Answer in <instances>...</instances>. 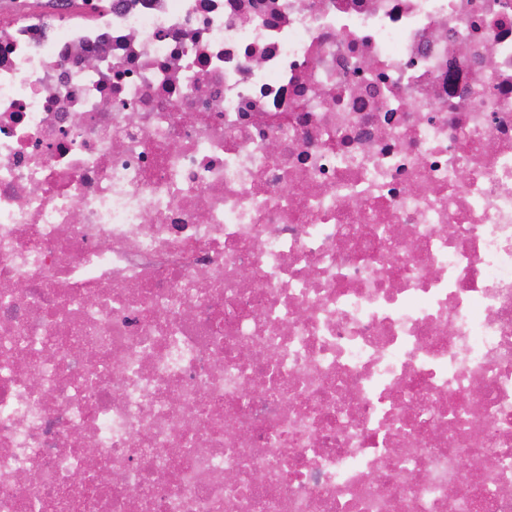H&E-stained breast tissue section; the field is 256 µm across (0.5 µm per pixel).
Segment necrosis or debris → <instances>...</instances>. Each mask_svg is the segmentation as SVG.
Wrapping results in <instances>:
<instances>
[{"instance_id":"obj_1","label":"necrosis or debris","mask_w":512,"mask_h":512,"mask_svg":"<svg viewBox=\"0 0 512 512\" xmlns=\"http://www.w3.org/2000/svg\"><path fill=\"white\" fill-rule=\"evenodd\" d=\"M76 5L0 0V512H512V0Z\"/></svg>"}]
</instances>
